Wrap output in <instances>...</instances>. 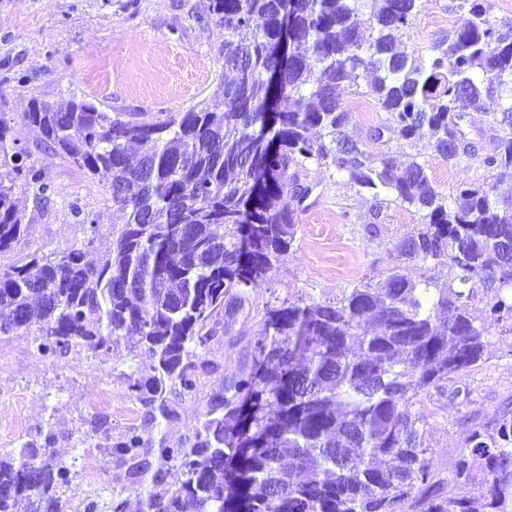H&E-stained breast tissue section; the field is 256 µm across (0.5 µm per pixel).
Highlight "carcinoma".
<instances>
[{
    "label": "carcinoma",
    "instance_id": "carcinoma-1",
    "mask_svg": "<svg viewBox=\"0 0 512 512\" xmlns=\"http://www.w3.org/2000/svg\"><path fill=\"white\" fill-rule=\"evenodd\" d=\"M280 5L212 0L222 72L185 110L144 122L88 100L30 101L23 120L44 148L107 180L112 224L102 247L96 217L74 203L81 245L0 271V336L22 331L44 357L107 355L129 339L152 358L129 389L149 417H172L171 397L197 388L201 352L287 254L312 193L300 171L330 162L372 195L375 213L390 199L423 211L394 246L401 263L336 303L267 306L251 368L224 383L186 442L155 447L131 428L108 456L163 485L141 512H512V408L467 428L452 496L437 492L429 416L414 410L421 396H467L461 381L485 362L486 322L512 321V277L499 273L512 266V23L491 17L489 0H459L448 35L406 52L393 32L420 0H296L276 96L267 73ZM360 77L387 113L363 138L341 106ZM472 112L484 117L477 136L494 144L487 183L462 180L446 196L423 164L367 151L385 133L411 147L425 131L457 166L478 152L456 137ZM11 124L1 112L0 254L27 232L17 181L39 200L54 193ZM413 262L446 263L457 280L417 283L404 268ZM54 444L41 430L0 453V512L22 500L29 512H63L71 468L44 462Z\"/></svg>",
    "mask_w": 512,
    "mask_h": 512
}]
</instances>
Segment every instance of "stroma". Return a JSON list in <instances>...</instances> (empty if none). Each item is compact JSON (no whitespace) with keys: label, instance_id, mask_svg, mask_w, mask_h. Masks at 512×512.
<instances>
[{"label":"stroma","instance_id":"1","mask_svg":"<svg viewBox=\"0 0 512 512\" xmlns=\"http://www.w3.org/2000/svg\"><path fill=\"white\" fill-rule=\"evenodd\" d=\"M211 0H0V112L13 119L14 135L31 153L55 187L47 201L36 202L24 188L15 198L28 232L14 251L0 254V269L27 254L63 252L81 243L86 232L71 210L79 203L108 229L107 184L79 173L45 151L37 131L22 114L31 99H85L109 112L179 111L210 95L222 71L218 49L224 29L210 9ZM459 19L451 0H423L418 17L397 34L406 49L423 47L447 34ZM371 154L392 152L400 162L425 164L443 192L457 180L485 182L492 144L464 167L438 158L426 142L398 148L396 142L368 144ZM301 178L313 188L295 240L284 259L249 293L250 315L220 327L205 354L194 395L176 401L170 419L149 420L145 407L128 388L129 375H145V352L119 347L105 357L80 349L50 359L41 356L32 337H0V449L10 450L40 429L52 430L59 460L71 465L72 481L62 495L64 512H138L144 485L107 455L131 427L145 443L167 438L178 444L225 380L248 370L254 355L257 312L281 301L311 297L334 302L361 283L377 282L395 265V242L422 215L415 208L387 202L374 210L369 194L349 184L334 166L307 164ZM487 359L465 385L463 410L439 408L420 399L418 410L430 414L427 442L435 479L443 494L457 491L452 471L466 423L460 413L488 421L512 404V330L488 326Z\"/></svg>","mask_w":512,"mask_h":512}]
</instances>
